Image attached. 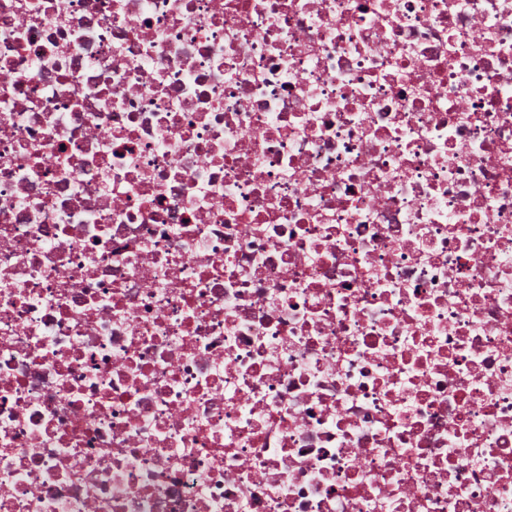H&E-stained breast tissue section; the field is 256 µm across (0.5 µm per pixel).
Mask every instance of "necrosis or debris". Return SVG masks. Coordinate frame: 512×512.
Here are the masks:
<instances>
[{"instance_id":"4bbe7bcc","label":"necrosis or debris","mask_w":512,"mask_h":512,"mask_svg":"<svg viewBox=\"0 0 512 512\" xmlns=\"http://www.w3.org/2000/svg\"><path fill=\"white\" fill-rule=\"evenodd\" d=\"M0 512H512V0H0Z\"/></svg>"}]
</instances>
